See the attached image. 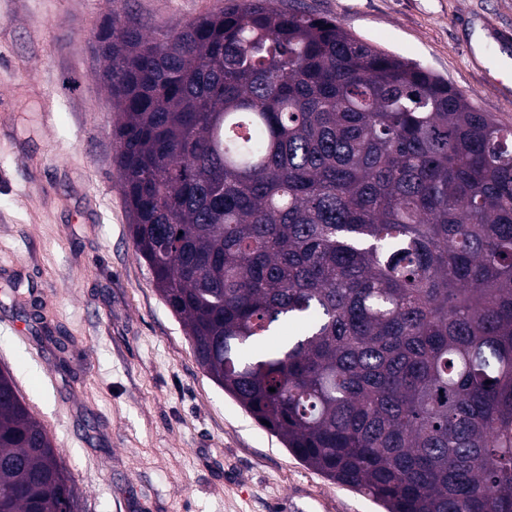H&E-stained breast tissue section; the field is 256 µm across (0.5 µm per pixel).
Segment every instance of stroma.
<instances>
[{"label":"stroma","instance_id":"1","mask_svg":"<svg viewBox=\"0 0 512 512\" xmlns=\"http://www.w3.org/2000/svg\"><path fill=\"white\" fill-rule=\"evenodd\" d=\"M226 0H0V372L48 430L73 512H382L288 452L200 367L136 253L94 46ZM512 125V0H296ZM484 34L474 48V31Z\"/></svg>","mask_w":512,"mask_h":512}]
</instances>
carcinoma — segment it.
<instances>
[{
	"label": "carcinoma",
	"mask_w": 512,
	"mask_h": 512,
	"mask_svg": "<svg viewBox=\"0 0 512 512\" xmlns=\"http://www.w3.org/2000/svg\"><path fill=\"white\" fill-rule=\"evenodd\" d=\"M108 39L133 245L199 365L385 512H512V126L283 0ZM68 482L1 372L0 512Z\"/></svg>",
	"instance_id": "carcinoma-1"
}]
</instances>
